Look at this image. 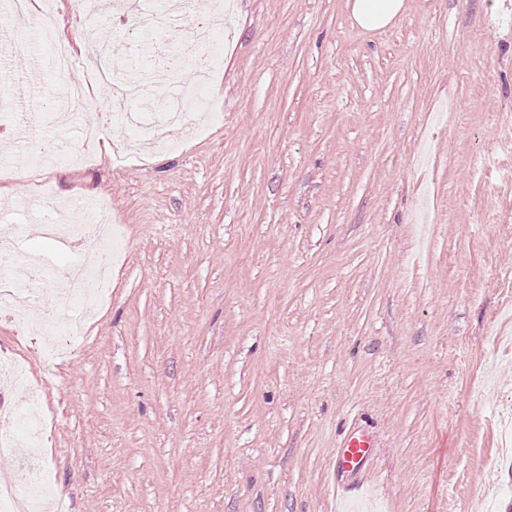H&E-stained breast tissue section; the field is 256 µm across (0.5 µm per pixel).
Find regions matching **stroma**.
<instances>
[{"label":"stroma","mask_w":512,"mask_h":512,"mask_svg":"<svg viewBox=\"0 0 512 512\" xmlns=\"http://www.w3.org/2000/svg\"><path fill=\"white\" fill-rule=\"evenodd\" d=\"M405 0L367 31L349 0H232L219 108L117 163L81 150L97 114L57 104L49 63L0 0V237L32 180L120 222L112 294L56 360L0 317V354L47 377L62 512H466L512 504V11ZM149 96L191 71L139 58ZM375 440L339 501L336 452Z\"/></svg>","instance_id":"obj_1"}]
</instances>
